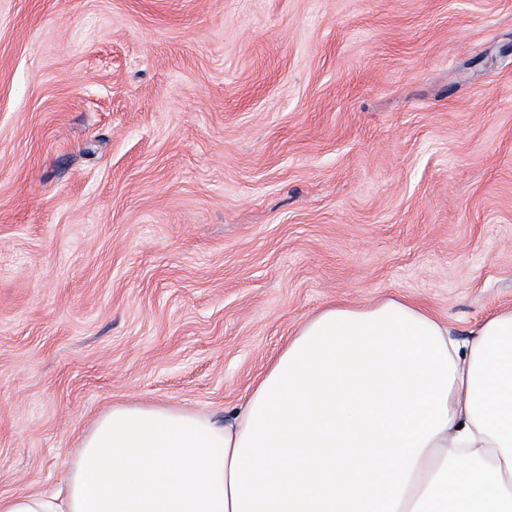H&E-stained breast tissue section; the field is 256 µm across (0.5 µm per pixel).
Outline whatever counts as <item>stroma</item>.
I'll return each mask as SVG.
<instances>
[{"label": "stroma", "instance_id": "35a3bbf8", "mask_svg": "<svg viewBox=\"0 0 512 512\" xmlns=\"http://www.w3.org/2000/svg\"><path fill=\"white\" fill-rule=\"evenodd\" d=\"M386 297L512 309V0H0V495Z\"/></svg>", "mask_w": 512, "mask_h": 512}]
</instances>
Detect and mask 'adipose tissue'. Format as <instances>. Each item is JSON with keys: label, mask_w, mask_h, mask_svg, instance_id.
<instances>
[{"label": "adipose tissue", "mask_w": 512, "mask_h": 512, "mask_svg": "<svg viewBox=\"0 0 512 512\" xmlns=\"http://www.w3.org/2000/svg\"><path fill=\"white\" fill-rule=\"evenodd\" d=\"M474 334L401 297L326 306L223 419L114 404L62 490L0 512H512V310Z\"/></svg>", "instance_id": "obj_1"}]
</instances>
